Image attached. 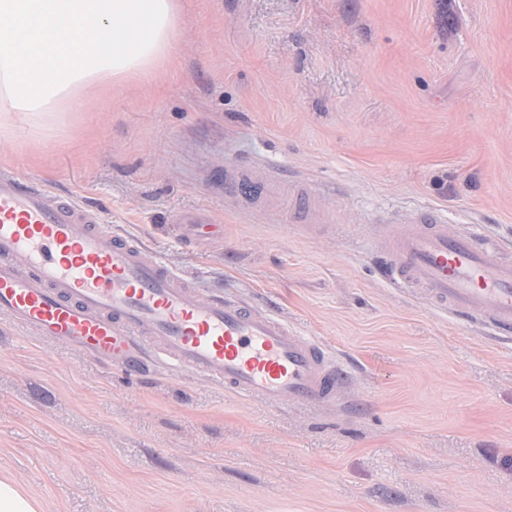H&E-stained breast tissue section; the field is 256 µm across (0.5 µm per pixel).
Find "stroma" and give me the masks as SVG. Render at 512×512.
Masks as SVG:
<instances>
[{"mask_svg":"<svg viewBox=\"0 0 512 512\" xmlns=\"http://www.w3.org/2000/svg\"><path fill=\"white\" fill-rule=\"evenodd\" d=\"M179 3L166 62L15 118L0 168L350 378L269 404L0 318V476L42 512H512V338L387 283L377 251L423 208L512 244V0Z\"/></svg>","mask_w":512,"mask_h":512,"instance_id":"35a3bbf8","label":"stroma"}]
</instances>
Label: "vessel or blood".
<instances>
[{
    "instance_id": "obj_1",
    "label": "vessel or blood",
    "mask_w": 512,
    "mask_h": 512,
    "mask_svg": "<svg viewBox=\"0 0 512 512\" xmlns=\"http://www.w3.org/2000/svg\"><path fill=\"white\" fill-rule=\"evenodd\" d=\"M383 248L397 287L456 319L512 334V250L425 211ZM128 375L190 371L265 403L335 398L345 370L271 308L202 295L77 201L0 170V315Z\"/></svg>"
}]
</instances>
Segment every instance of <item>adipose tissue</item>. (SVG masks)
<instances>
[{
    "instance_id": "adipose-tissue-1",
    "label": "adipose tissue",
    "mask_w": 512,
    "mask_h": 512,
    "mask_svg": "<svg viewBox=\"0 0 512 512\" xmlns=\"http://www.w3.org/2000/svg\"><path fill=\"white\" fill-rule=\"evenodd\" d=\"M175 0H0V117L128 79L169 57Z\"/></svg>"
}]
</instances>
